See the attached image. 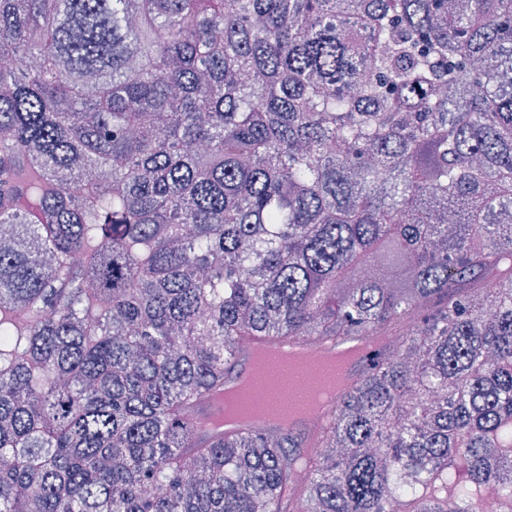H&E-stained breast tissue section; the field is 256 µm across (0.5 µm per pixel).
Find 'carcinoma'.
Wrapping results in <instances>:
<instances>
[{
  "label": "carcinoma",
  "mask_w": 512,
  "mask_h": 512,
  "mask_svg": "<svg viewBox=\"0 0 512 512\" xmlns=\"http://www.w3.org/2000/svg\"><path fill=\"white\" fill-rule=\"evenodd\" d=\"M351 335L306 479L199 434ZM511 435L512 0H0V512H512ZM372 336H341L322 343L310 338L292 340L278 339L257 344L237 352L234 356V369L225 381V387L235 385L239 376L248 368L242 381L232 389L224 391L219 401L222 412L220 425L226 427L213 430L211 421L213 409L207 402L203 411V433L210 435L214 431L234 433L249 431L253 434H265L270 431H285L286 427L273 425L262 419L241 421L250 417H262L272 422L288 423L299 421L319 410L330 399L331 403L320 409L317 416L309 421L288 425V430L297 432L296 443L305 448L311 439L333 419L336 406L341 402L356 382L367 373L375 370L391 338L382 337V343L368 345ZM274 347L296 351L336 352L346 348H365L362 358L348 373L344 386L340 388L343 376L352 363L359 357L356 349L344 350L332 355H298L288 350L266 351L258 354L249 366L250 353L254 349ZM260 399H255L257 395ZM240 422V423H238ZM237 423V424H235ZM234 424L232 426H228ZM304 425L297 430L295 427Z\"/></svg>",
  "instance_id": "cac0c4a2"
}]
</instances>
